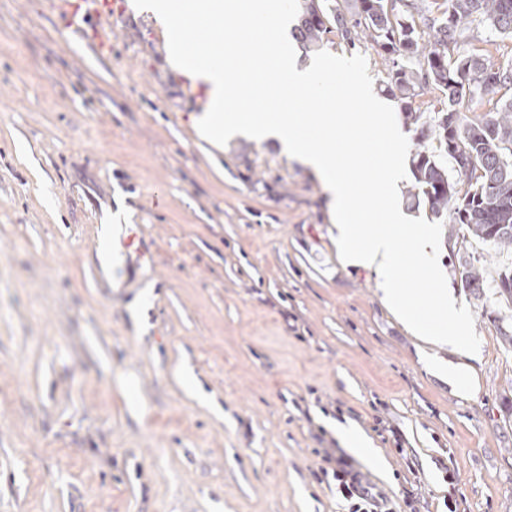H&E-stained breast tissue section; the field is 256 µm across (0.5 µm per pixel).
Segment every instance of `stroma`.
<instances>
[{"label":"stroma","instance_id":"1","mask_svg":"<svg viewBox=\"0 0 512 512\" xmlns=\"http://www.w3.org/2000/svg\"><path fill=\"white\" fill-rule=\"evenodd\" d=\"M97 25L111 54L57 0H0V512H342L313 475L339 424L384 492L419 487V512L451 490L459 512H512V303L459 281L481 247L439 253L479 351L434 349L340 259L307 167L200 134L208 96L152 16ZM459 43L512 59L478 17ZM336 431L338 437L344 444V448H347L357 456L367 455L376 460V457L372 453V448H369V443L361 434L344 426H337Z\"/></svg>","mask_w":512,"mask_h":512}]
</instances>
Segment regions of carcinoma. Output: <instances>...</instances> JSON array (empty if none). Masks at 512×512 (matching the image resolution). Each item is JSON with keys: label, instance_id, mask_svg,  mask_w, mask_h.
I'll list each match as a JSON object with an SVG mask.
<instances>
[{"label": "carcinoma", "instance_id": "carcinoma-1", "mask_svg": "<svg viewBox=\"0 0 512 512\" xmlns=\"http://www.w3.org/2000/svg\"><path fill=\"white\" fill-rule=\"evenodd\" d=\"M446 8L434 33L424 37L428 18L396 11L398 0H355L346 17L340 0H303L294 38L306 51L333 43L364 40L387 56L385 90L405 124L419 128L420 142L435 140L439 153L416 149L410 157L407 198L429 215H451L448 235L463 229L500 252L512 251V96L495 102L489 117L465 122L459 106L474 97L473 84L512 91V61L489 67L482 56L460 50L462 28L478 15L491 31L512 34V0H443ZM443 94L429 113L414 105L420 90ZM474 295L491 293L512 303V268L487 283L484 268L465 263Z\"/></svg>", "mask_w": 512, "mask_h": 512}]
</instances>
